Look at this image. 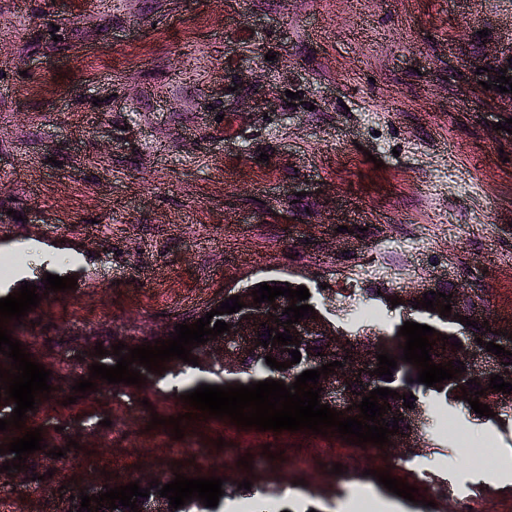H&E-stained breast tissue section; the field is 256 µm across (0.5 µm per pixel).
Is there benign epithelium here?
I'll use <instances>...</instances> for the list:
<instances>
[{"label": "benign epithelium", "mask_w": 512, "mask_h": 512, "mask_svg": "<svg viewBox=\"0 0 512 512\" xmlns=\"http://www.w3.org/2000/svg\"><path fill=\"white\" fill-rule=\"evenodd\" d=\"M483 67L481 74H476L477 67ZM461 69L466 82L473 86L480 94L484 96H495V98L505 101L507 94L499 92L494 87L497 83L501 70H506V76L512 78V42L505 47L492 50L489 53L481 55H467L462 59ZM493 84L491 89L486 90L478 81ZM239 300L246 304V307L240 309L231 317L218 316V319L231 325V331L220 334L216 339L207 343L206 350L208 355L218 359L223 370L232 372L239 369L243 360L247 357L261 359L267 355L274 356L278 354L279 347L262 348L251 343V336L255 335L260 329V324L277 329L283 333L290 330L293 338L307 342L316 337L324 342L322 350L323 359L321 364L325 365L336 360V353L345 354L348 359L344 360V367L335 368V372L330 375L322 376V403L330 407L347 412V407L355 403V398L351 390L347 389L350 385L349 379L354 377L358 370L364 371L374 368L376 356L369 354L372 345V336L363 334L354 340L345 332L336 329V326L322 314L315 317H306L299 320L291 326H282L274 319H285L282 315L284 308L294 303V300L279 296L275 302L269 304L262 302L254 304L250 289L236 291ZM469 297V293L463 289L458 290V296L451 298V315L443 317L440 315L441 304H435V311L432 315L440 323H458V317H466L470 320L477 316V311H465L460 306V301ZM275 317H270V314ZM464 360L468 363L469 369L458 376L455 384V395H462L461 387L473 378H477L494 367V363L477 346H472L467 350H459L454 347H447L440 352V361Z\"/></svg>", "instance_id": "1"}]
</instances>
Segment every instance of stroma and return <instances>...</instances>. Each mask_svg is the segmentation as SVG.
<instances>
[{
  "instance_id": "stroma-1",
  "label": "stroma",
  "mask_w": 512,
  "mask_h": 512,
  "mask_svg": "<svg viewBox=\"0 0 512 512\" xmlns=\"http://www.w3.org/2000/svg\"><path fill=\"white\" fill-rule=\"evenodd\" d=\"M509 42L512 0H0V256L26 253L39 287L49 271L77 281L43 296L27 333L60 399L34 423L78 444L63 473L34 456L44 483L0 473V512L173 476L147 425L186 405L155 376L65 399L96 346L167 338L227 289L287 280L350 330L370 292L453 286L490 328L512 326V135L459 75ZM415 442L378 451L411 501L332 474L345 440L308 431L236 428L220 448L205 433L178 472L222 476L247 448L237 479L318 512L354 491L395 512H512V479L487 484L427 421ZM279 452L310 458L303 484L276 480ZM113 456L128 472L107 471Z\"/></svg>"
}]
</instances>
